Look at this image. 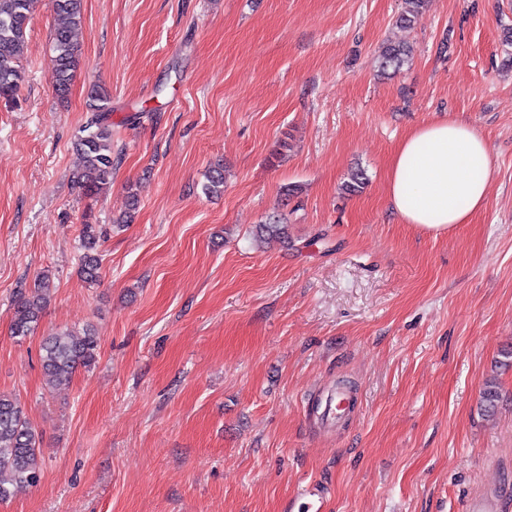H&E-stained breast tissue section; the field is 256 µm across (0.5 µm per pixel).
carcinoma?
Wrapping results in <instances>:
<instances>
[{
	"label": "carcinoma",
	"instance_id": "cac0c4a2",
	"mask_svg": "<svg viewBox=\"0 0 512 512\" xmlns=\"http://www.w3.org/2000/svg\"><path fill=\"white\" fill-rule=\"evenodd\" d=\"M38 0H0V98L14 99L22 85L20 61L26 44L27 28ZM57 25L52 32L50 79L57 96H68L81 64L80 49L75 33L83 22V0H51ZM426 0H403V8L395 19L402 28H411L419 19ZM411 48L402 42H387L379 52L381 73L398 71L409 60ZM90 115L80 130L75 148L80 167L72 173L71 182L87 195H99L112 185V106L110 98L97 86L88 93ZM366 184L361 169L351 171L342 190L346 194L361 192ZM204 192L220 195L224 192V170L214 167L207 176ZM104 235L101 225L83 224L79 274L84 282L94 284L101 274L102 258L98 251ZM256 237L264 243H287L288 225L273 217L257 226ZM49 303L44 279L34 281L29 289H20L13 307L11 336L25 338L34 332ZM99 349L98 336L87 328L81 333L69 329L57 330L45 337L40 350L42 371L53 385L71 380L78 369H87L95 362ZM500 399L496 379L483 383L480 397L482 415H494ZM39 435L30 424L20 402L0 394V501L13 496L22 487L34 486L41 478Z\"/></svg>",
	"mask_w": 512,
	"mask_h": 512
}]
</instances>
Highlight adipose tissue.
<instances>
[{"instance_id": "obj_1", "label": "adipose tissue", "mask_w": 512, "mask_h": 512, "mask_svg": "<svg viewBox=\"0 0 512 512\" xmlns=\"http://www.w3.org/2000/svg\"><path fill=\"white\" fill-rule=\"evenodd\" d=\"M494 170L492 151L476 127L430 122L403 138L392 156L388 201L402 223L444 233L486 208Z\"/></svg>"}]
</instances>
